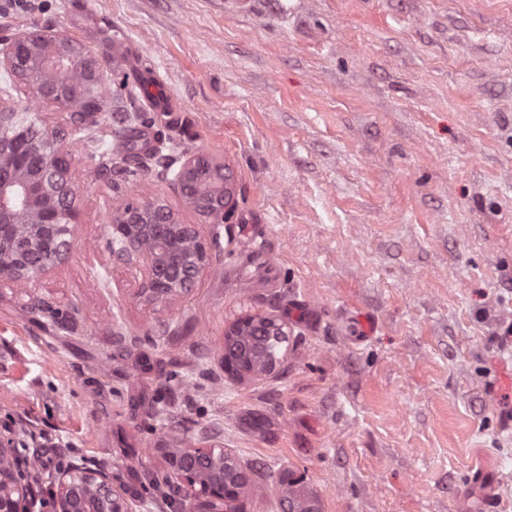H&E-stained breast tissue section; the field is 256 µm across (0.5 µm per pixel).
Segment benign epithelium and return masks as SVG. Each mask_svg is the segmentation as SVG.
Masks as SVG:
<instances>
[{
    "label": "benign epithelium",
    "instance_id": "benign-epithelium-1",
    "mask_svg": "<svg viewBox=\"0 0 512 512\" xmlns=\"http://www.w3.org/2000/svg\"><path fill=\"white\" fill-rule=\"evenodd\" d=\"M27 85L39 102L70 113L67 130L27 123L0 104V278L39 280L70 256L77 224L67 138L110 109L106 75L78 42L52 30L0 37V70ZM173 185L184 204L213 224L234 207L232 174L207 154L186 155ZM112 262L142 266L140 295L149 305L188 295L209 264L210 247L194 225L179 221L165 200L129 202L109 226ZM288 326L272 314L242 318L224 330V371L236 376L273 372ZM24 460L0 442V512H30L33 492L23 483ZM178 493L170 512H233L247 484L236 457L222 448H181L168 457ZM59 512H131L127 494L102 468L71 466L55 478ZM284 512H320L318 500L291 493Z\"/></svg>",
    "mask_w": 512,
    "mask_h": 512
}]
</instances>
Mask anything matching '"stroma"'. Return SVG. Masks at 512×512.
Listing matches in <instances>:
<instances>
[{"label": "stroma", "instance_id": "35a3bbf8", "mask_svg": "<svg viewBox=\"0 0 512 512\" xmlns=\"http://www.w3.org/2000/svg\"><path fill=\"white\" fill-rule=\"evenodd\" d=\"M35 29L83 44L146 125L116 187L69 145V259L0 280V439L26 483L102 467L169 512L167 450L215 445L249 476L242 512H281L286 472L321 512H512V0H0V35ZM0 97L69 125L18 80ZM196 151L232 171L227 222L171 183ZM156 197L211 260L151 309L105 227ZM254 313L291 333L240 380L224 330Z\"/></svg>", "mask_w": 512, "mask_h": 512}]
</instances>
